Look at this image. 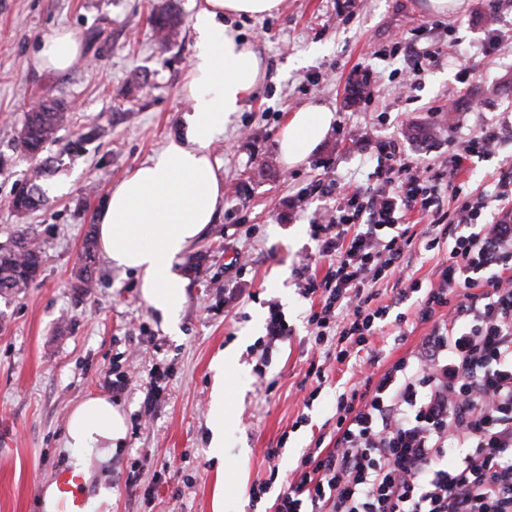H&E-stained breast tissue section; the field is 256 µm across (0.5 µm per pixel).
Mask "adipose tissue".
Instances as JSON below:
<instances>
[{
    "mask_svg": "<svg viewBox=\"0 0 512 512\" xmlns=\"http://www.w3.org/2000/svg\"><path fill=\"white\" fill-rule=\"evenodd\" d=\"M282 0H204L193 16L196 54L184 92L191 103L184 133L171 139L156 158L136 167L112 188L95 222L103 254L114 266L136 272L141 293L159 310L168 329H176L185 298L174 265L188 245L211 224L224 197V184L210 158L209 147L223 132L242 100L256 90L262 61L224 23L229 16L263 17L277 12ZM82 57L79 37L67 29L45 33L34 55L36 67L57 72ZM335 115L330 107L306 104L291 113L278 138L283 163H302L329 132ZM233 355L218 357L210 400V446L224 449V370ZM127 418L104 396H90L71 411L65 445L70 463L82 469V452L97 448L112 458L126 442Z\"/></svg>",
    "mask_w": 512,
    "mask_h": 512,
    "instance_id": "ef3b65f1",
    "label": "adipose tissue"
}]
</instances>
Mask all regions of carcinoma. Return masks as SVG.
Listing matches in <instances>:
<instances>
[{
  "instance_id": "cac0c4a2",
  "label": "carcinoma",
  "mask_w": 512,
  "mask_h": 512,
  "mask_svg": "<svg viewBox=\"0 0 512 512\" xmlns=\"http://www.w3.org/2000/svg\"><path fill=\"white\" fill-rule=\"evenodd\" d=\"M182 25L180 15L163 8L153 17V32L161 45L171 43L179 34ZM70 115L64 104L48 94L37 98L27 112L20 142L33 161L27 185L13 200V208L21 213L36 210L48 203L41 182L48 172L47 161L41 159L43 151L57 141L58 132L67 124ZM96 259L93 236L86 237L83 244V261L77 275L75 287L82 293L90 292L94 286ZM43 251L37 237L27 228L18 230L11 238L0 242V297L18 295L30 288L40 276Z\"/></svg>"
}]
</instances>
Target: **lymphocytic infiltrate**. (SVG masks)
Returning a JSON list of instances; mask_svg holds the SVG:
<instances>
[{
	"label": "lymphocytic infiltrate",
	"mask_w": 512,
	"mask_h": 512,
	"mask_svg": "<svg viewBox=\"0 0 512 512\" xmlns=\"http://www.w3.org/2000/svg\"><path fill=\"white\" fill-rule=\"evenodd\" d=\"M507 144L511 112L448 162L367 140L376 185L314 225L324 276L307 261L296 270L315 345L362 379L336 399L331 447L303 453L277 486L279 451L267 449L271 478L252 484L251 500L272 496L274 512H512V169L488 195L458 180L466 162ZM414 209L423 231L405 222ZM443 243L429 281L409 276L416 248ZM384 279L394 284L385 303ZM390 322L428 331L389 364L370 339Z\"/></svg>",
	"instance_id": "lymphocytic-infiltrate-1"
}]
</instances>
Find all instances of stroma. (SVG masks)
<instances>
[{
    "instance_id": "1",
    "label": "stroma",
    "mask_w": 512,
    "mask_h": 512,
    "mask_svg": "<svg viewBox=\"0 0 512 512\" xmlns=\"http://www.w3.org/2000/svg\"><path fill=\"white\" fill-rule=\"evenodd\" d=\"M203 0H0V241L20 228L36 234L45 261L37 283L0 298V512H42L39 484L67 467L64 431L85 397L108 396L128 416L123 449L109 462L84 454V489L112 490L109 512H268L271 499L251 502L252 484L268 479L267 449L288 474L314 447L336 411L352 371L311 350L294 270L316 254L312 225L336 215V203L374 185L366 139L397 141L427 163L449 157L481 122L512 110V46L483 55L491 31L512 36V8L488 0L439 14L428 0H283L263 18L239 17L236 36L263 60L260 86L232 115L210 153L224 178V202L213 224L179 265L185 301L178 330L140 294L131 271L98 257L96 285L74 286L83 242L112 186L159 156L178 135L190 103L183 92L195 46L192 16ZM173 7L183 23L169 47L159 45L150 18ZM76 31L84 59L70 71L37 69L32 57L44 33ZM442 48L428 71L411 72L410 41ZM368 81L372 97L351 104L353 85ZM71 105L70 121L45 154L42 185L50 203L27 214L12 208L32 162L19 148L24 114L43 93ZM322 102L336 120L325 139L285 168L277 138L287 116ZM453 103L451 117L433 108ZM77 151H67L71 141ZM251 258L240 269L239 255ZM293 328L258 376L255 341L264 336L269 303ZM423 325H386L373 338L390 360L409 352ZM232 350L224 371V457L209 448L210 365ZM327 380L311 410L298 385L310 363ZM127 385L117 390L116 378ZM309 421L296 425L300 413ZM150 455L136 489L126 484L135 460Z\"/></svg>"
}]
</instances>
